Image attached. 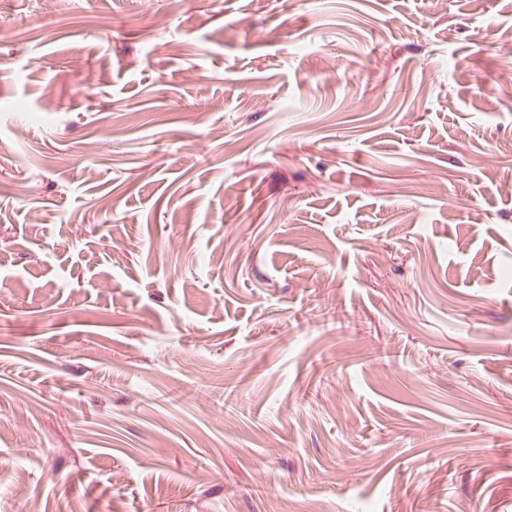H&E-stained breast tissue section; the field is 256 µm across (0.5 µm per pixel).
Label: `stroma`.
Instances as JSON below:
<instances>
[{
	"label": "stroma",
	"instance_id": "1",
	"mask_svg": "<svg viewBox=\"0 0 512 512\" xmlns=\"http://www.w3.org/2000/svg\"><path fill=\"white\" fill-rule=\"evenodd\" d=\"M512 512V0H0V512Z\"/></svg>",
	"mask_w": 512,
	"mask_h": 512
}]
</instances>
